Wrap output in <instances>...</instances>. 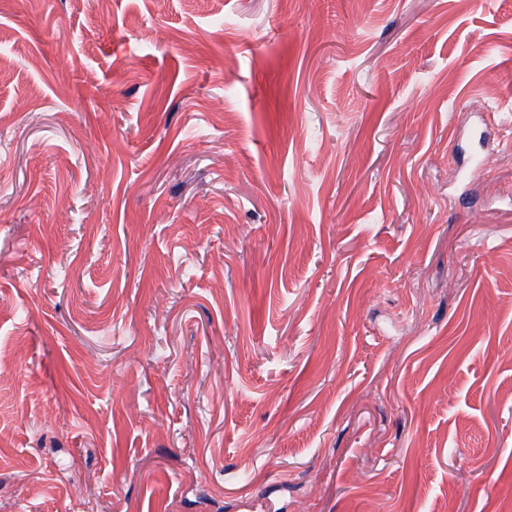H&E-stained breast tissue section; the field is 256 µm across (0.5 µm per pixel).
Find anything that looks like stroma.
Instances as JSON below:
<instances>
[{"label":"stroma","mask_w":512,"mask_h":512,"mask_svg":"<svg viewBox=\"0 0 512 512\" xmlns=\"http://www.w3.org/2000/svg\"><path fill=\"white\" fill-rule=\"evenodd\" d=\"M0 512H512V0H0Z\"/></svg>","instance_id":"stroma-1"}]
</instances>
